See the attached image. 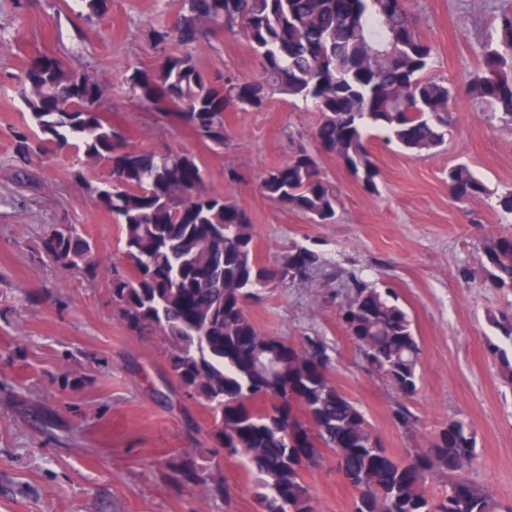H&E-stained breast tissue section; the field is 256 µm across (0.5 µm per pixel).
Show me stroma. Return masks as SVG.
Listing matches in <instances>:
<instances>
[{
	"label": "stroma",
	"instance_id": "obj_1",
	"mask_svg": "<svg viewBox=\"0 0 512 512\" xmlns=\"http://www.w3.org/2000/svg\"><path fill=\"white\" fill-rule=\"evenodd\" d=\"M181 6L112 0L105 15L88 17L73 0H0V512H260L242 463L224 457L213 436L208 407L186 397L172 377L161 336L130 331L104 282L65 277L33 260L45 225L77 224L103 266L124 264L115 216L84 188L103 175L102 166L85 165L78 182L71 147L34 154L22 173L12 161L13 132L28 115L17 86L37 54L61 57L104 84L103 114L130 145L198 156L205 189L236 196L250 215L264 263L293 244L316 243L327 261L316 284H270L248 307L257 326L288 341L323 336L334 349L333 383L362 407L393 455L423 445L448 420L470 424L478 457L467 478L512 503V384L487 350L491 321L512 311V292L487 288L480 264L484 239L512 232V215L496 206L497 195L512 188V123L467 91L512 0H407L434 48L431 76L457 89L451 130L442 148L420 157L372 136L375 194L334 156L320 154L339 190L332 224L309 223L259 189L261 176L293 148H314L320 115L312 106L277 97L258 112L228 113L229 140L219 149L129 94L127 69L180 52L173 42L154 46L147 33L173 24ZM189 52L214 78L259 72L248 43L233 34L207 33ZM460 163L484 181L488 196L464 204L450 197L448 170ZM228 167L242 181H226ZM352 270L394 288L413 321L422 350L418 393L408 404L418 419L413 430L396 425L398 395L366 369L338 323ZM216 456L227 496L213 499L178 482L177 465L205 467ZM305 478L316 512H353L355 493L333 456Z\"/></svg>",
	"mask_w": 512,
	"mask_h": 512
}]
</instances>
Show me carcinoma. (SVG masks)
<instances>
[{"instance_id":"obj_1","label":"carcinoma","mask_w":512,"mask_h":512,"mask_svg":"<svg viewBox=\"0 0 512 512\" xmlns=\"http://www.w3.org/2000/svg\"><path fill=\"white\" fill-rule=\"evenodd\" d=\"M223 24L252 49L256 77L216 82L189 53L168 54L149 69L124 74L132 96L219 147L227 141V112L259 111L277 96L309 103L321 115L314 132L320 151L335 155L370 193L379 192L367 147L371 133L415 156L444 145L456 90L427 76L433 47L420 37L405 0H183L175 24L151 27L148 39L187 47ZM467 90L512 122L511 11L501 14L497 38ZM20 95L29 124L15 132V162L27 164L35 142L55 143L75 147L84 164L109 169V181L85 189L121 224L123 254L132 261L128 273L107 271L112 302L131 331L162 337L180 389L208 403L215 439L224 454L243 460L261 512H315L304 471L327 450L357 491L353 512H512V504L465 476L477 458L468 423L450 420L427 447L396 457L331 380L333 358L323 337L305 336L300 348H291L250 318L248 306L261 289L311 280L325 265L321 253L295 244L273 265L259 261L248 213L203 190L198 158L129 146L99 112L104 87L63 59L33 56ZM183 102L190 111L181 110ZM259 188L313 224L336 220V184L303 146L266 171ZM448 193L465 203L488 195V188L459 164L448 169ZM36 259L64 275L102 277L76 224L47 225ZM481 261L488 287L512 292V234L487 237ZM347 288L338 321L367 369L401 397L394 418L412 428L417 419L404 401L418 392L421 348L410 315L391 289L356 273L348 275ZM437 476L447 487L435 495L429 483ZM179 480L202 484L211 496L224 493V482L194 463L180 469Z\"/></svg>"}]
</instances>
